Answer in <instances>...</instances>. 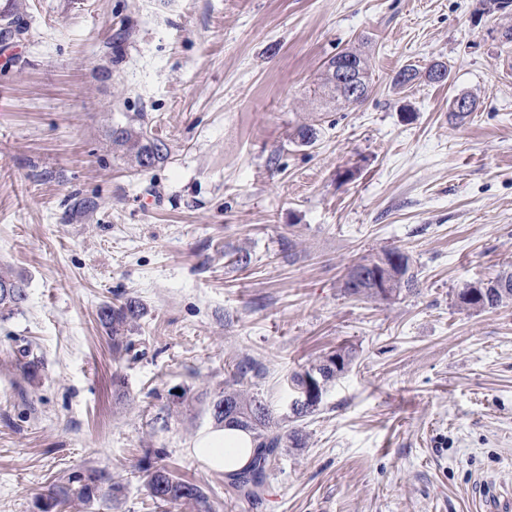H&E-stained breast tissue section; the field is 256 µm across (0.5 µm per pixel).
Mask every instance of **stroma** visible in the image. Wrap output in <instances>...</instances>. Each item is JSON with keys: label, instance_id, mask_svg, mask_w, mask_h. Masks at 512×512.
Listing matches in <instances>:
<instances>
[{"label": "stroma", "instance_id": "obj_1", "mask_svg": "<svg viewBox=\"0 0 512 512\" xmlns=\"http://www.w3.org/2000/svg\"><path fill=\"white\" fill-rule=\"evenodd\" d=\"M0 270L26 299L0 317V512H40L72 473L125 487L70 512H157L164 466L214 512H488L512 495V305L455 304L512 270V12L478 0H0ZM371 57L346 109L314 88L337 53ZM446 83L400 89L402 67ZM476 97L464 123L457 94ZM316 124V143L291 134ZM134 124L169 147L136 170ZM82 199L90 211L76 210ZM397 248L413 292L344 294L354 263ZM250 254L243 265L237 258ZM145 306L136 356L103 303ZM347 345L354 359L296 422L286 378ZM41 363L34 380L20 349ZM244 368L281 448L255 498L193 452ZM112 145L123 151L137 167L149 169L164 162L168 156L166 145L146 136L143 127H117L112 129Z\"/></svg>", "mask_w": 512, "mask_h": 512}]
</instances>
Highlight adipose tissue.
<instances>
[{
  "instance_id": "1",
  "label": "adipose tissue",
  "mask_w": 512,
  "mask_h": 512,
  "mask_svg": "<svg viewBox=\"0 0 512 512\" xmlns=\"http://www.w3.org/2000/svg\"><path fill=\"white\" fill-rule=\"evenodd\" d=\"M194 451L211 468L233 473L250 462L253 441L247 431L221 427L202 433L194 444Z\"/></svg>"
}]
</instances>
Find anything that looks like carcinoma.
<instances>
[{
    "mask_svg": "<svg viewBox=\"0 0 512 512\" xmlns=\"http://www.w3.org/2000/svg\"><path fill=\"white\" fill-rule=\"evenodd\" d=\"M351 68L359 76L363 87L362 99H367L371 89V72L368 55L357 49H345L337 53L326 64L319 77L318 89L338 106L349 107L360 104L345 97L338 83L339 71ZM439 68L449 74L448 65L437 61L425 72L411 66L398 71L393 83L399 87L414 84L420 78L434 82L432 71ZM318 138L317 128L313 124L297 127L295 141L301 146H311ZM112 145L123 151L134 161L137 167L149 169L164 162L168 156L166 145L146 136L143 127H117L112 129ZM385 265L388 287L374 288L369 276L375 269ZM360 269L362 274L355 277L346 273L342 288L344 293L358 298H377L390 300L404 291H411L415 286L416 276L411 272V260L408 254L399 249L385 250L370 259H363L352 265ZM456 302L469 310L479 312L495 311L512 305V271L505 270L487 281L467 283L454 292ZM26 298L24 282L7 271H0V313H12L18 309ZM144 314V306L134 298H128L120 304L104 303L99 307L98 318L103 327L111 335L112 348L118 353L129 354L134 350L131 338L132 325ZM353 361L352 350L339 347L328 355L317 359L310 367L293 373L290 386L293 390L305 387L306 378L316 370L325 371L328 377L335 380L343 374ZM246 372L238 370L231 384L224 388V395L214 402V406L227 404L233 413L227 412L217 416V422L235 425L253 435L256 442V454L251 466L230 479L229 485L239 493L247 496L258 494L266 479V471L272 459L278 454L283 436L272 430L274 417L269 406L257 396L237 388ZM146 486L149 496L157 507L163 508L170 504L183 505L190 512H212V505L207 495L195 483L179 478L160 466L154 470H145ZM106 485V494L116 498L121 493V486L114 484L103 476H84L75 473L68 478L65 485H53L40 499L49 502L54 509L68 508L79 501L84 503L94 496L98 485Z\"/></svg>",
    "mask_w": 512,
    "mask_h": 512,
    "instance_id": "1",
    "label": "carcinoma"
}]
</instances>
